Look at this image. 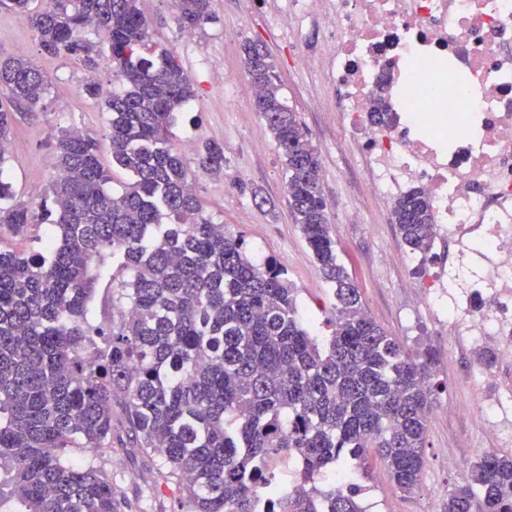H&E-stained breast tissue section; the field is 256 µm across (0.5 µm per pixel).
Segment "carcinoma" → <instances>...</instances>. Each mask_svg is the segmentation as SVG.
Listing matches in <instances>:
<instances>
[{
	"instance_id": "cac0c4a2",
	"label": "carcinoma",
	"mask_w": 512,
	"mask_h": 512,
	"mask_svg": "<svg viewBox=\"0 0 512 512\" xmlns=\"http://www.w3.org/2000/svg\"><path fill=\"white\" fill-rule=\"evenodd\" d=\"M141 0H0L25 16L40 51L97 69L80 31L105 33L126 89L103 94L112 163L129 177L112 191L98 137L70 127L55 135L60 175L41 202L15 203L0 151V226L23 235L51 224L47 253L0 251V512H121L101 460L112 453V406L142 449L160 462L151 488L179 491L192 512H363L359 490L318 485L326 468L375 456L394 489L412 494L425 466L432 405L426 349L414 355L368 314L331 235L318 156L285 104L266 49L247 43L244 67L255 107L285 158V191L334 298L327 346L306 329L296 289L274 260L255 263L244 242L205 214L182 152L175 113L195 98L171 49L149 44ZM191 33L213 19V0H173ZM49 77L27 58L0 63V144L16 116L38 105ZM200 167L224 172V146L207 142ZM391 221L402 242L426 253L434 211L420 189L398 197ZM111 258L106 329L89 319L98 268ZM91 452L73 462L68 449ZM299 461L301 480L263 463ZM445 512H512V456L484 454L448 496Z\"/></svg>"
}]
</instances>
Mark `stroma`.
I'll return each mask as SVG.
<instances>
[{
    "instance_id": "1",
    "label": "stroma",
    "mask_w": 512,
    "mask_h": 512,
    "mask_svg": "<svg viewBox=\"0 0 512 512\" xmlns=\"http://www.w3.org/2000/svg\"><path fill=\"white\" fill-rule=\"evenodd\" d=\"M288 2L214 0L213 20L188 35L178 24L172 0H141L151 40L176 52L196 91L195 100L176 115L172 139L192 141L186 159L206 213L241 237L255 260H276L297 291L313 336H331L333 296L292 220L283 155L254 108L243 68V44L263 45L286 104L317 152L338 259L358 285L365 309L411 352L429 348L436 355L419 489L411 495L395 490L375 461L351 464V481L360 489V500H374L376 512H443L450 491L468 478V463L486 453L512 456V358L497 342L494 364L482 366L476 328L466 325L461 335H449L452 309L420 302L422 288L442 267L457 268L461 278H468L467 268L459 264L458 242L434 244L423 254L401 241L391 222V201L371 189L361 146L349 140L329 107L333 91L321 72L324 18L292 12ZM20 54L51 80L36 116L17 119L5 165L18 199L29 202L48 192L58 176L52 142L60 129L75 126L99 136L108 125L109 113L102 100L85 95V82L95 80L108 92L122 91L123 84L108 52H101L92 73L76 59L44 55L26 18L1 8L0 60ZM303 57L313 60V67L301 66ZM228 74L239 76V83L227 85ZM209 141L224 147L223 174L207 173L198 164L197 151ZM499 401L508 404L507 415L492 413ZM139 457L138 449L127 445L115 447L103 461L126 500L123 512H181L174 499L147 500L153 476ZM452 458L464 460L465 468L449 467Z\"/></svg>"
}]
</instances>
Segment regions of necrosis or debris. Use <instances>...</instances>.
<instances>
[{
    "label": "necrosis or debris",
    "instance_id": "4bbe7bcc",
    "mask_svg": "<svg viewBox=\"0 0 512 512\" xmlns=\"http://www.w3.org/2000/svg\"><path fill=\"white\" fill-rule=\"evenodd\" d=\"M324 13L336 120L364 150L372 189L419 188L437 230L473 229L490 253L460 316L512 325V0H290ZM388 114L371 119L375 101Z\"/></svg>",
    "mask_w": 512,
    "mask_h": 512
}]
</instances>
